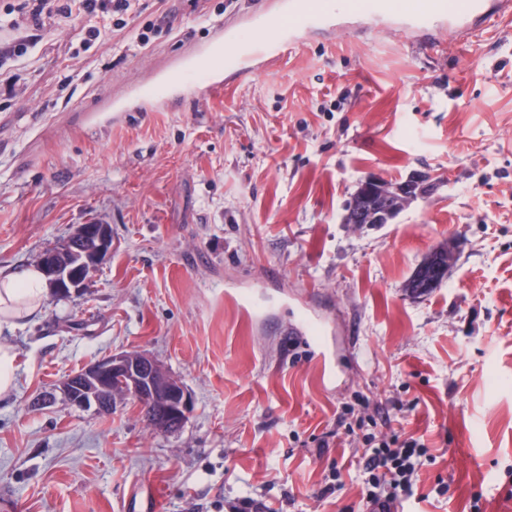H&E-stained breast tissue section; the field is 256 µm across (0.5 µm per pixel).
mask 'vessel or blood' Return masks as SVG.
<instances>
[{
  "label": "vessel or blood",
  "mask_w": 512,
  "mask_h": 512,
  "mask_svg": "<svg viewBox=\"0 0 512 512\" xmlns=\"http://www.w3.org/2000/svg\"><path fill=\"white\" fill-rule=\"evenodd\" d=\"M288 22L278 16L265 17V27L274 30L273 38L259 42L249 36H225L222 56L237 62L239 70L249 69L252 62L274 58L290 44L295 33L312 29L329 20L357 16H389L406 29L423 34L421 48H428V35L441 25L470 29L482 26L491 16L488 0H340L335 14L311 6L309 0H293Z\"/></svg>",
  "instance_id": "b4317fda"
}]
</instances>
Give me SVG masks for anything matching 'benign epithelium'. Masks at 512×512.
<instances>
[{
  "instance_id": "7a95c632",
  "label": "benign epithelium",
  "mask_w": 512,
  "mask_h": 512,
  "mask_svg": "<svg viewBox=\"0 0 512 512\" xmlns=\"http://www.w3.org/2000/svg\"><path fill=\"white\" fill-rule=\"evenodd\" d=\"M433 268L423 269L420 278L429 279L434 270L453 263L459 256L458 244L450 239L432 250ZM69 285L74 292H79L84 284L73 279L71 271L65 267H57L52 271V285L64 288ZM107 378L117 384L116 390L122 395L135 401L152 394L154 399L165 404L169 403L171 395H176L178 409L176 414L186 419L192 411L193 401L189 390L182 384L173 388V380L162 370L160 363L149 354L129 352L113 354L98 360L75 375L67 377L59 387V392L71 405L85 409L95 407L98 410L105 406L97 398L90 384Z\"/></svg>"
}]
</instances>
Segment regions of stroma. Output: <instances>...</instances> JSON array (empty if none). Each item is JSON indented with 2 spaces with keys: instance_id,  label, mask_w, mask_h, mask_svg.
Listing matches in <instances>:
<instances>
[{
  "instance_id": "stroma-1",
  "label": "stroma",
  "mask_w": 512,
  "mask_h": 512,
  "mask_svg": "<svg viewBox=\"0 0 512 512\" xmlns=\"http://www.w3.org/2000/svg\"><path fill=\"white\" fill-rule=\"evenodd\" d=\"M288 0H135L126 26L74 16L37 31L0 86V270L38 263L81 224L112 227L82 293H48L0 344V512H366L347 431L417 432L409 512H512V0L467 33L383 17L297 33L221 85L162 96L225 32ZM153 25L148 43L137 39ZM102 35L90 47L82 28ZM439 190L389 224L344 223L370 177ZM429 295L403 285L448 239ZM264 311L248 314L247 295ZM307 316L339 368L328 380ZM141 351L188 388L172 435L139 406H34L68 375ZM431 254L434 261L433 267L430 270L422 269L419 276L420 279H426L428 282H431L429 275L433 273V270L443 268L446 264L449 268V265L459 256V246L454 240L448 239V243L438 245L432 250ZM16 353L12 347L0 344V394H8L17 379Z\"/></svg>"
}]
</instances>
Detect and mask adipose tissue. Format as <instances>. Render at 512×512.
<instances>
[{"label":"adipose tissue","mask_w":512,"mask_h":512,"mask_svg":"<svg viewBox=\"0 0 512 512\" xmlns=\"http://www.w3.org/2000/svg\"><path fill=\"white\" fill-rule=\"evenodd\" d=\"M47 292L42 268L25 264L0 274V331L20 328L36 315Z\"/></svg>","instance_id":"adipose-tissue-1"}]
</instances>
